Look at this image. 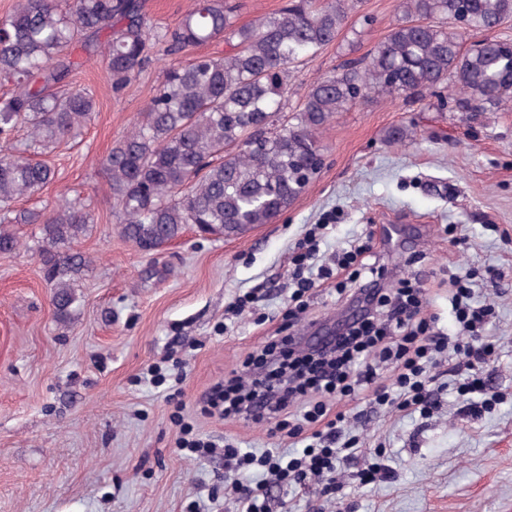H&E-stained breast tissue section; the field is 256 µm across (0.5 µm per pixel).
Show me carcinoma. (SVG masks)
<instances>
[{
    "label": "carcinoma",
    "instance_id": "carcinoma-1",
    "mask_svg": "<svg viewBox=\"0 0 512 512\" xmlns=\"http://www.w3.org/2000/svg\"><path fill=\"white\" fill-rule=\"evenodd\" d=\"M358 0H288L277 13L236 23L234 0H193L172 28L148 26L143 0H18L0 19V253L18 249L10 224L32 223L14 204L53 183L57 174L27 156L77 134L96 109L92 92L57 90L80 66L75 48L103 57L116 90L153 57L167 60L222 37V56L167 64L142 119L99 164L109 175L123 234L139 246L165 243L193 224L207 234L237 236L271 224L320 171L318 131L338 112L373 95L423 100L448 87L480 107L512 100L506 41L484 37L512 18V0H405L404 18L364 60L320 76L295 109L288 86L297 66L334 43ZM463 9L469 29L444 20ZM28 143L11 144L16 129ZM77 200L61 199L40 224L38 257L54 288L56 318L66 324L89 261L73 243L93 223Z\"/></svg>",
    "mask_w": 512,
    "mask_h": 512
}]
</instances>
